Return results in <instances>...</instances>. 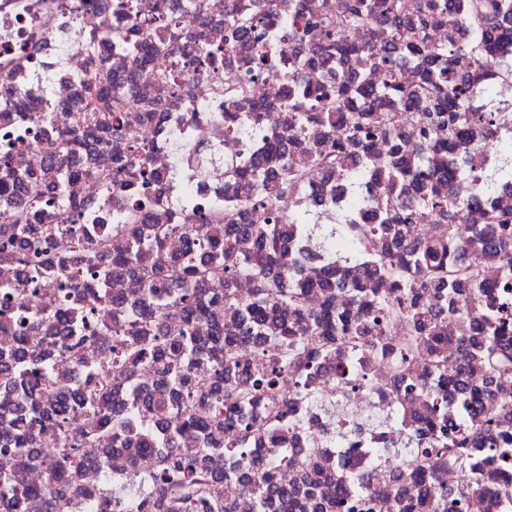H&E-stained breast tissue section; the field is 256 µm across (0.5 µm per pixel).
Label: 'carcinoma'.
Segmentation results:
<instances>
[{
  "label": "carcinoma",
  "mask_w": 512,
  "mask_h": 512,
  "mask_svg": "<svg viewBox=\"0 0 512 512\" xmlns=\"http://www.w3.org/2000/svg\"><path fill=\"white\" fill-rule=\"evenodd\" d=\"M228 38L248 50V73L259 76L277 66L276 58L252 44L255 31L281 15L279 26L299 46L285 73L288 130L266 135L264 105L236 111L248 97L247 84L225 92L224 120L241 138L263 137L265 151L225 166L244 194L224 204V215L196 207L189 224L76 225L79 205L47 199L34 184L28 202L0 224V448L10 452L0 469V512H15L31 494L45 501V512H70L65 487L75 483L90 461H99L103 478L140 489L135 495L110 491L112 512H234L224 502L223 479L246 470L254 476L243 491L256 512L293 504L307 512L326 508L361 512L368 508L373 482L349 476L330 487L328 497L308 474L302 490L277 482L280 467L294 462L285 447L296 420L288 416L283 388L293 396L317 400L311 388L319 358L368 344L405 372L434 347L440 321L460 315L466 303L475 315L462 319L459 355L483 363L490 373L512 371V210L489 209L485 223L459 236L468 225L467 209L494 193L487 175L462 164L464 153L489 138L506 139L500 113L469 107L470 81L491 66L512 74V0H340L338 15L322 12L321 0H288L282 13L276 0H257L250 9L227 0ZM377 27L366 44L354 34ZM410 67L414 80L401 79ZM322 70L324 82L312 86L303 72ZM380 71L378 83L370 75ZM120 112L83 114L106 138L119 131ZM320 168L338 187L352 188L372 175L383 183L379 195L337 212L321 227V247L357 273L344 280L332 266L316 282L302 280L300 261L281 273V239L311 234L306 206L286 213L276 202L299 194L314 197L311 172ZM58 177H97L106 183L133 177L141 209L150 203L159 174L148 147L133 141L108 173L60 168ZM249 209L272 211L269 224H244ZM431 224L426 242L409 239L410 226ZM384 236L391 249L368 256L364 243ZM179 236L185 253L172 256L166 241ZM489 252L481 267L465 265V247ZM155 265L158 278L137 281L142 263ZM224 269V284L208 282V268ZM52 275L64 283L59 295L33 312L24 294L35 278ZM131 281L134 292L112 300V325L83 311L78 298L93 284L110 298L112 277ZM253 283L251 300L240 302L235 282ZM349 287V302L338 307L335 290ZM233 310L238 331L224 335L210 309ZM403 325L404 337L383 341L388 326ZM96 336L112 337L107 368L97 371L81 355ZM76 367L71 393L50 381L48 350ZM157 367L153 386H126V403L112 400V373L132 378L144 364ZM342 395L368 385L349 359L337 367ZM448 379L437 385L400 376L407 398L432 394L429 414L406 428L401 453L427 467L452 463L469 476L496 481L512 466V399L496 413H483L472 401L458 402L462 422L450 435ZM91 410L98 419L80 422ZM59 436L51 457L34 450L38 432ZM499 440H480L484 429ZM270 445L259 466L254 446ZM38 465L43 481L26 484L27 467ZM484 483L464 481L449 491L423 479L414 495L397 493L402 512H463L467 499Z\"/></svg>",
  "instance_id": "obj_1"
}]
</instances>
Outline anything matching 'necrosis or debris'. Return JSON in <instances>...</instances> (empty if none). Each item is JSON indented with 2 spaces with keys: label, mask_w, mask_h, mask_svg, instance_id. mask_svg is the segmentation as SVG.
<instances>
[{
  "label": "necrosis or debris",
  "mask_w": 512,
  "mask_h": 512,
  "mask_svg": "<svg viewBox=\"0 0 512 512\" xmlns=\"http://www.w3.org/2000/svg\"><path fill=\"white\" fill-rule=\"evenodd\" d=\"M158 4L162 13L176 20L172 33L152 31L158 47L141 57L126 47L139 34L134 16L117 14V0H0V115L14 113L12 121L0 118V146L11 150L10 169L17 185L41 178L44 189L60 199H77L82 224H125L131 216V189L126 184L106 187L101 181L79 178L63 181L44 169L43 146L72 132L78 138L80 158L99 168H111L113 156L126 152L132 133H140L149 147L154 169L162 180L153 190L154 204L148 221L178 224L186 214V202H199L215 211L235 188L224 177L225 159L262 151L261 139H233L224 123V89L249 81L250 97L264 103L262 124L267 132L279 131L281 122L271 114H284L283 90L262 94L267 77L247 80L240 57L222 66L220 75L178 68L179 58L225 45V0H205L203 12L192 11L188 0H145ZM98 49H89L90 41ZM121 83L119 100L91 96L90 88ZM112 105L123 112L125 126L106 139L86 133L78 116L93 108ZM49 113L41 127H33L28 115ZM370 380L367 389L350 399L338 396L337 358L321 363L315 388L318 403L296 404L301 429L297 445L312 466L332 471L346 464L348 472L382 474L386 483L402 490L414 489L421 478L420 461L393 462L388 451L400 447L405 436L402 416L421 413V401L401 407L397 376L389 358L363 350L353 357ZM413 376L433 380L441 374L449 381L463 380L477 406L497 411V398L487 396L488 372L484 366H464L449 349L436 360L414 362ZM380 449L377 460H368V449Z\"/></svg>",
  "instance_id": "necrosis-or-debris-1"
}]
</instances>
